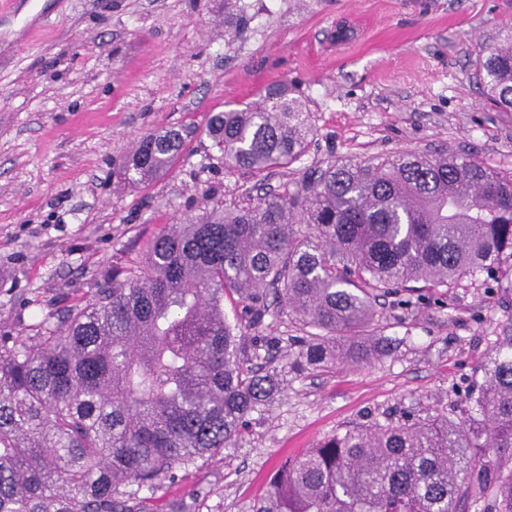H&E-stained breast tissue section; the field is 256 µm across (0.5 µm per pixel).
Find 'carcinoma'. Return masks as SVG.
Segmentation results:
<instances>
[{
  "label": "carcinoma",
  "mask_w": 512,
  "mask_h": 512,
  "mask_svg": "<svg viewBox=\"0 0 512 512\" xmlns=\"http://www.w3.org/2000/svg\"><path fill=\"white\" fill-rule=\"evenodd\" d=\"M486 99L512 112V34L472 60ZM314 133L288 84L208 113V160L255 176L298 162ZM179 131L144 136L133 183L169 169ZM512 252V170L444 151L340 160L247 205L203 210L146 247L56 324L0 334V512H194L157 495L234 443L276 368L248 365L244 329L268 296L312 329L301 356L364 363L375 292L412 294L491 274ZM243 317L229 323L224 295ZM469 424L446 416L359 428L285 460L252 512H464L472 480L512 512V342L494 351Z\"/></svg>",
  "instance_id": "obj_1"
}]
</instances>
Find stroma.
<instances>
[{
    "mask_svg": "<svg viewBox=\"0 0 512 512\" xmlns=\"http://www.w3.org/2000/svg\"><path fill=\"white\" fill-rule=\"evenodd\" d=\"M510 31L512 0H22L0 14V333L31 335L82 304L168 225L337 160L453 149L512 169V112L486 103L472 67ZM279 83L310 114L306 155L259 178L205 168L206 113ZM170 128L186 133L173 167L146 185L121 179L140 138ZM305 333L276 308L247 330L252 364L273 360L283 383L165 497L251 512L282 461L327 437L476 418L487 360L512 342V257L409 305L380 298L370 364L294 374Z\"/></svg>",
    "mask_w": 512,
    "mask_h": 512,
    "instance_id": "35a3bbf8",
    "label": "stroma"
}]
</instances>
